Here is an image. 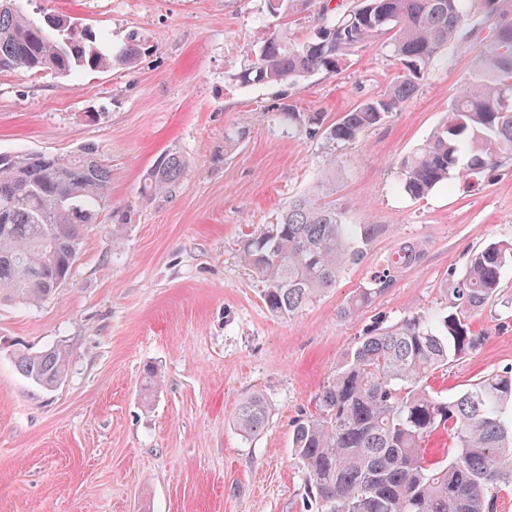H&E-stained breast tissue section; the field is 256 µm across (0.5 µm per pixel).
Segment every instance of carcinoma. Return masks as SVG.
<instances>
[{
	"label": "carcinoma",
	"instance_id": "obj_1",
	"mask_svg": "<svg viewBox=\"0 0 512 512\" xmlns=\"http://www.w3.org/2000/svg\"><path fill=\"white\" fill-rule=\"evenodd\" d=\"M313 0H269L273 13L296 15ZM484 36L464 88L445 121L402 162L397 188L420 199L453 176L469 179L512 159V0H322L312 36L299 40L269 31L255 61L238 75L245 84L279 85L334 73L349 54L390 36L396 80L335 122L321 112L281 110L291 129L349 143L377 126L418 91L439 53L476 17ZM56 15L32 17L21 0H0V72L25 69L69 77L114 66L132 67L147 50L129 38L104 49L97 34ZM188 171L182 152L160 153L143 175L147 202L174 191ZM336 164L314 190L288 202L275 220L244 241L243 261L265 283L270 314L290 317L336 285L341 269L364 259L378 224H347L336 208ZM110 171L91 148L66 156L0 152V302L38 305L70 278L85 228L97 223L110 197ZM425 257L420 244L398 247L370 271L342 315L370 307L398 274ZM512 243L491 242L475 252L452 290L454 311L439 324L423 315L369 330L318 397L315 413L293 425L292 453L305 470L320 512H496L512 491V367L482 377L445 398L421 381L482 344L472 317L495 296ZM19 373L50 391L63 379L67 349H11ZM157 370L141 373L146 403ZM270 405L261 395L240 406L235 426L245 439L260 435ZM448 430V459L426 463L422 443Z\"/></svg>",
	"mask_w": 512,
	"mask_h": 512
}]
</instances>
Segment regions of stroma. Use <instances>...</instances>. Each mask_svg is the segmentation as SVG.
<instances>
[{"mask_svg": "<svg viewBox=\"0 0 512 512\" xmlns=\"http://www.w3.org/2000/svg\"><path fill=\"white\" fill-rule=\"evenodd\" d=\"M35 17L64 15L122 45L150 49L135 67L68 78L0 73V152L65 155L95 148L111 196L85 231L68 284L36 306L0 304V340L70 353L64 380L34 385L0 352V512H316L291 451L295 420L315 412L336 369L376 324L448 314L469 259L512 242V161L422 199L398 190L401 161L444 118L482 34L466 28L418 92L353 143L288 130L286 104L327 122L382 94L397 71L379 42L333 73L241 86L274 27L314 32L315 11L272 13L268 0H26ZM245 128L233 152L224 133ZM178 148L189 169L175 194L138 198L143 172ZM336 164V205L349 224L382 231L361 263L297 314H270L242 244ZM127 214L120 241L112 218ZM426 255L362 313L340 309L371 265L399 245ZM475 350L428 381L451 396L512 366V266L475 315ZM157 367L151 407L141 370ZM270 405L259 436L234 427L240 404Z\"/></svg>", "mask_w": 512, "mask_h": 512, "instance_id": "stroma-1", "label": "stroma"}]
</instances>
